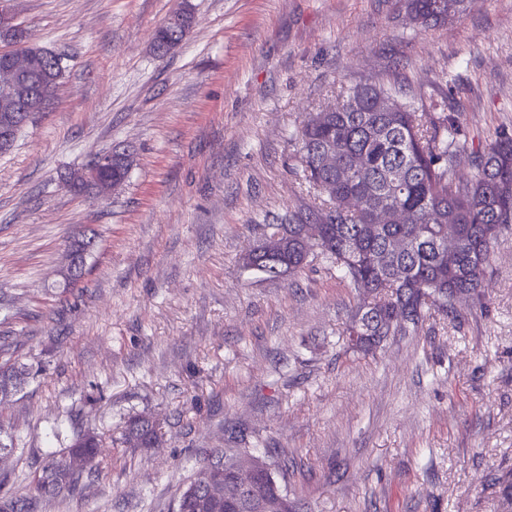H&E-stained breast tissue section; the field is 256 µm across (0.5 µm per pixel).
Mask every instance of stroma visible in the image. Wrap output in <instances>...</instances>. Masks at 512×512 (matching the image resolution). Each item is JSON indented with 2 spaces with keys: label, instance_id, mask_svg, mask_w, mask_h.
<instances>
[{
  "label": "stroma",
  "instance_id": "1",
  "mask_svg": "<svg viewBox=\"0 0 512 512\" xmlns=\"http://www.w3.org/2000/svg\"><path fill=\"white\" fill-rule=\"evenodd\" d=\"M66 72L0 155V497L35 512H175L214 450L265 457L300 512H512V233L482 302H457L375 353L342 331L358 293L315 258L276 279L243 266L268 225L315 191L296 129L343 86L445 102L471 147L512 130V0L412 22L405 0H7ZM183 42L151 38L173 11ZM128 150L105 200L58 182ZM97 246L82 277L70 244ZM155 420L152 448L123 443ZM100 443L78 486L37 479L74 432Z\"/></svg>",
  "mask_w": 512,
  "mask_h": 512
}]
</instances>
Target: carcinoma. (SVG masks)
<instances>
[{
    "label": "carcinoma",
    "instance_id": "obj_1",
    "mask_svg": "<svg viewBox=\"0 0 512 512\" xmlns=\"http://www.w3.org/2000/svg\"><path fill=\"white\" fill-rule=\"evenodd\" d=\"M406 7L422 25L445 24L464 13L468 0H407ZM181 32L169 24L153 34L154 49L180 43ZM63 58L53 52L32 76L38 87L56 92L63 76ZM394 98L377 85L344 87L334 112L308 115L300 129V156L305 179L315 189L336 184L332 196L307 220L323 226L322 242H297L300 225L271 224V234L288 232V251L277 260L258 257L245 268L276 278L275 266L294 262L289 272L304 269L309 257L321 254L336 264V272L357 288L361 299L343 335H360L354 349L368 354L376 337L388 336L393 309L406 311L417 326L430 310L456 318L460 297L482 300L493 248L512 230V136L497 135L487 151L476 154L460 137L458 122L443 112L422 110L409 103L398 112L386 111ZM331 151L336 166L323 165ZM467 163L474 174L465 178L458 168ZM405 215L403 222L398 215ZM397 241L405 242L398 251ZM21 373L0 369V393L15 390ZM158 437L145 418L131 420L125 443L148 448ZM94 466L97 441L89 433L75 436L65 455H51L38 479L46 495L75 489L81 470L63 472L65 456ZM183 512H224V490L211 489L207 479L191 482L178 501Z\"/></svg>",
    "mask_w": 512,
    "mask_h": 512
}]
</instances>
